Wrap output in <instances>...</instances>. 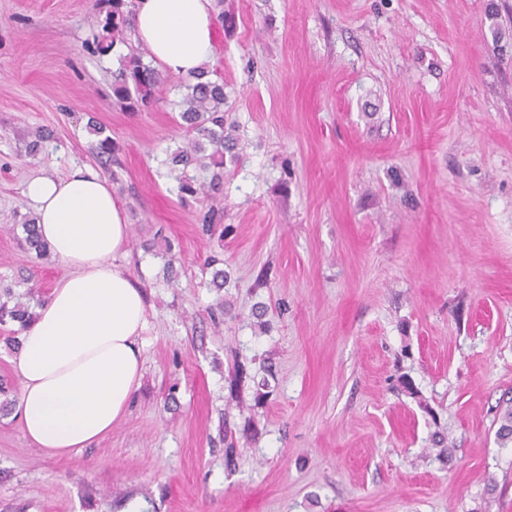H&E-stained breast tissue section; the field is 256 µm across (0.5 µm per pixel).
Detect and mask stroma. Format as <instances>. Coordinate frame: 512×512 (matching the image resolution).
<instances>
[{"instance_id":"1","label":"stroma","mask_w":512,"mask_h":512,"mask_svg":"<svg viewBox=\"0 0 512 512\" xmlns=\"http://www.w3.org/2000/svg\"><path fill=\"white\" fill-rule=\"evenodd\" d=\"M95 9L0 0V286L65 275L20 245L23 189L97 167L96 118L142 377L76 456L0 415V512H512V0H224L211 67L236 143L210 235L167 164L176 80L121 108L118 53L85 47Z\"/></svg>"}]
</instances>
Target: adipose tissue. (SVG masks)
Segmentation results:
<instances>
[{
  "mask_svg": "<svg viewBox=\"0 0 512 512\" xmlns=\"http://www.w3.org/2000/svg\"><path fill=\"white\" fill-rule=\"evenodd\" d=\"M213 20V0H135L136 39L175 76L211 62ZM24 194L69 274L11 359L20 379L16 413L37 447L77 455L111 432L140 384L145 297L121 264L129 226L105 178L77 167L31 177Z\"/></svg>",
  "mask_w": 512,
  "mask_h": 512,
  "instance_id": "1",
  "label": "adipose tissue"
}]
</instances>
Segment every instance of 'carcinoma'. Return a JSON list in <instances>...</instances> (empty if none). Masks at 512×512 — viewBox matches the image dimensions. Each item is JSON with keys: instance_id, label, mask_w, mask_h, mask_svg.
Here are the masks:
<instances>
[{"instance_id": "carcinoma-1", "label": "carcinoma", "mask_w": 512, "mask_h": 512, "mask_svg": "<svg viewBox=\"0 0 512 512\" xmlns=\"http://www.w3.org/2000/svg\"><path fill=\"white\" fill-rule=\"evenodd\" d=\"M131 0H98V11L93 17L97 32L93 33L90 49L106 56L118 44L127 40V32L133 24ZM146 49L130 53L120 68L112 75V94L130 111H139L157 101V92L168 75L143 62ZM212 71L204 68L184 83L185 93L180 101V126L186 142L169 158L171 171L176 173L180 197H201L216 202L224 190V149L231 133L224 129V82L211 79ZM98 140L92 145L96 157L111 160L114 150L112 138L101 127L92 126ZM50 131L38 128L32 132V140L26 144V153L34 158L42 144L49 140ZM24 249L42 258L48 248L38 235L35 220L22 225ZM5 301H0V323L8 320L25 329L33 321L29 301L37 290L30 286L25 298L14 297L9 287L0 290ZM502 444L512 442V408L505 410L497 430Z\"/></svg>"}]
</instances>
